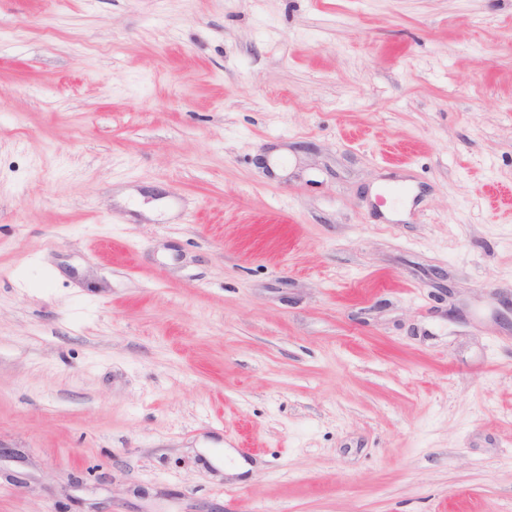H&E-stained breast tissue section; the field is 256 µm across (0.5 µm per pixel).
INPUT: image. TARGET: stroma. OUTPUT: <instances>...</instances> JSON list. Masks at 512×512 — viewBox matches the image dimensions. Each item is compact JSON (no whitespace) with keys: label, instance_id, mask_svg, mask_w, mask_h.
I'll return each mask as SVG.
<instances>
[{"label":"stroma","instance_id":"1","mask_svg":"<svg viewBox=\"0 0 512 512\" xmlns=\"http://www.w3.org/2000/svg\"><path fill=\"white\" fill-rule=\"evenodd\" d=\"M0 512H512V0H0Z\"/></svg>","mask_w":512,"mask_h":512}]
</instances>
